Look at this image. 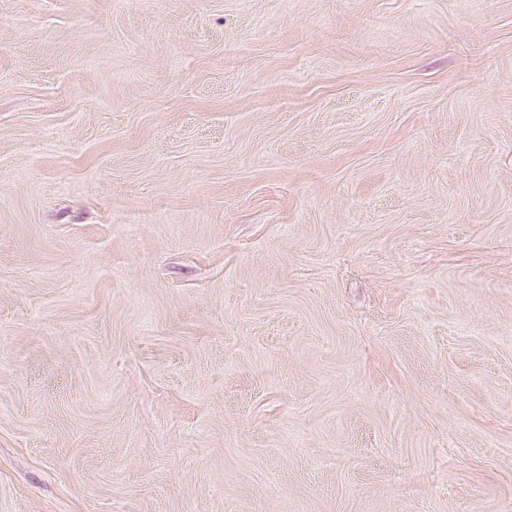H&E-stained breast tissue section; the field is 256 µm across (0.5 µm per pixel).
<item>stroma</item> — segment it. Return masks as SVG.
<instances>
[{
	"mask_svg": "<svg viewBox=\"0 0 512 512\" xmlns=\"http://www.w3.org/2000/svg\"><path fill=\"white\" fill-rule=\"evenodd\" d=\"M0 512H512V0H0Z\"/></svg>",
	"mask_w": 512,
	"mask_h": 512,
	"instance_id": "stroma-1",
	"label": "stroma"
}]
</instances>
